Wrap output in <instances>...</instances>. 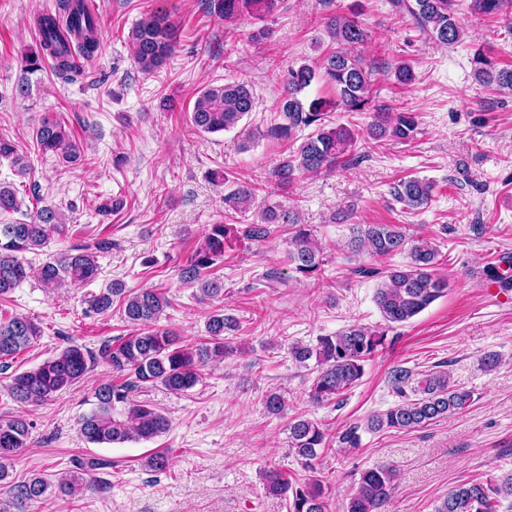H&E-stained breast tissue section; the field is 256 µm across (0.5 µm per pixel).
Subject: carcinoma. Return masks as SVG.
<instances>
[{"label":"carcinoma","mask_w":512,"mask_h":512,"mask_svg":"<svg viewBox=\"0 0 512 512\" xmlns=\"http://www.w3.org/2000/svg\"><path fill=\"white\" fill-rule=\"evenodd\" d=\"M277 0H206L205 9L211 15L232 20L243 14L264 19ZM392 10L404 14L426 38L446 46L459 43L463 30L457 19L456 0H389ZM357 8L350 14H335L327 18V30L340 50L324 60L320 70L302 64L287 73L284 95L277 104L279 121L268 126L262 135L285 143H299L289 158L275 171L282 184H289L298 174H317L353 160V150L359 139H390L400 143L414 139L418 116L414 112H381L373 101L371 71L350 50L368 40L369 32L359 21ZM38 42L22 55L23 76L16 85L17 95L30 91V76L52 64L61 78L74 82L83 73L81 61H91L100 49L99 19L84 5V0H60L58 11L42 13L35 19ZM129 43L135 65L149 74L162 67L176 48L174 26L169 16L156 11L143 17L129 32ZM473 72L478 81L500 90H512V66L496 69L480 50L472 57ZM398 83L415 81L412 67L399 61L393 67ZM323 80L334 90V97L302 98L300 94L315 80ZM252 88L244 82L221 85L207 84L196 94L190 121L203 133L214 134L235 127L253 110ZM368 112L371 121L365 133L350 125L325 124L333 111ZM312 127L314 131L303 140L298 133ZM37 150L52 153L63 162L72 164L81 157L80 147L60 120L45 116L34 134ZM0 157L11 159L22 174L30 168L27 156L17 153L16 145L0 137ZM224 194V214H243L255 199L256 188L248 183L230 181ZM433 185L415 177L400 179L391 186L390 195L404 209L418 210L428 204ZM24 200L11 186L0 185V299L8 298L32 272L26 254L37 253L51 238L64 229V214L54 204H45L32 211L22 210ZM21 214L22 220L8 216ZM290 229L287 265L305 279L323 277L324 261L310 238V231L299 223L298 214L290 210L269 209L257 223L231 228L227 224H210L204 230L186 265L180 269V279L198 286L199 300L213 301L224 296V281L207 276L217 262L224 260V245L231 233L250 243H260L274 236L280 225ZM350 249L366 250L385 266L361 265L354 274L379 277L375 303L390 326H402L419 315L433 302L443 297L448 284L438 278V249L426 239L413 238L398 224H358L353 228ZM112 249V240L100 239L92 245L70 247L51 254L38 268L41 284L50 290L94 281L97 254ZM403 257L399 264L395 257ZM120 303L122 315L135 327L133 334L116 343H104L92 351L71 343L55 356L38 366L14 373L6 386L8 398L21 405L37 406L48 402L57 392L79 382L98 361L107 364L115 376L125 378L120 384L105 382L93 394L92 407L78 420L80 432L91 444H123L150 441L167 432L169 418L154 406L136 403L132 393L143 385H160L174 394H182L202 380V370L211 362L224 357L228 345L224 334L238 328L235 318L218 311L206 323L207 337L198 343H186L173 330L159 326L169 301L157 288L130 291L120 280L110 282L90 295L86 313L105 314L114 302ZM41 330L31 319L18 315L0 317V365L22 350L29 348ZM386 332L353 325L334 336H322L314 346L295 344L290 354L295 362L305 365L315 360L317 375L309 390V400L316 405L340 404L343 396L354 388L364 375L365 363L384 344ZM389 382L397 401L388 409L370 415L366 429L409 431L426 426L438 419L457 414L471 401L469 390L450 383L448 371L416 373L396 366ZM33 423L23 417L0 421V482L10 477L7 465L30 447ZM290 447L305 468L315 470L317 449L325 447V430L304 416L294 418L288 427ZM359 426L347 427L338 437L345 448L360 445ZM102 465L96 458L78 462L70 471L52 482L41 476L14 483L12 508L23 509L29 504L44 503L49 497H74L94 479L85 473ZM396 473L389 469H367L359 474L350 494L345 512H385L394 490ZM263 478L267 491L288 500L289 512H327L320 481L297 483L288 475L270 468ZM511 500L512 474L501 479L469 480L458 484L437 502L434 512H502L503 501Z\"/></svg>","instance_id":"carcinoma-1"}]
</instances>
